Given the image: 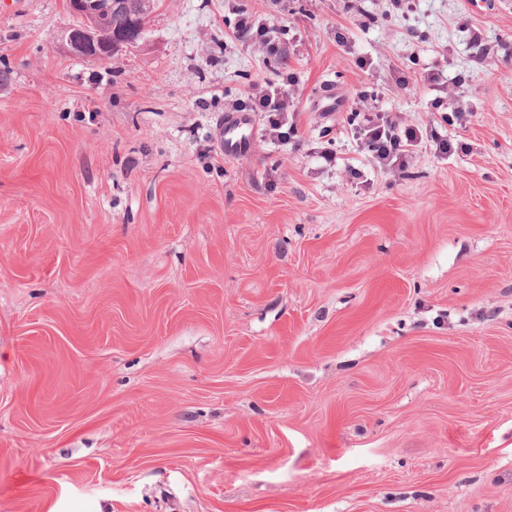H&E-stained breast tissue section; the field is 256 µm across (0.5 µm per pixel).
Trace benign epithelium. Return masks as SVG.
I'll return each mask as SVG.
<instances>
[{
    "instance_id": "1",
    "label": "benign epithelium",
    "mask_w": 512,
    "mask_h": 512,
    "mask_svg": "<svg viewBox=\"0 0 512 512\" xmlns=\"http://www.w3.org/2000/svg\"><path fill=\"white\" fill-rule=\"evenodd\" d=\"M70 12L82 19V24L67 32L69 51L84 59H109L122 49L139 44L143 35L138 15L141 0H67ZM120 26L112 27V18Z\"/></svg>"
}]
</instances>
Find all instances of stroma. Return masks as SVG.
<instances>
[{
  "mask_svg": "<svg viewBox=\"0 0 512 512\" xmlns=\"http://www.w3.org/2000/svg\"><path fill=\"white\" fill-rule=\"evenodd\" d=\"M345 2L161 0L102 65L0 0V512H512V7ZM285 70L300 146L224 153ZM358 91L451 151L377 171ZM274 29L273 25L256 23L253 14L244 11L236 24L234 38L244 46L254 47L270 56H280L281 43L271 36ZM252 127V119L247 114H232L224 119V152L241 154L249 141L247 129Z\"/></svg>",
  "mask_w": 512,
  "mask_h": 512,
  "instance_id": "obj_1",
  "label": "stroma"
}]
</instances>
